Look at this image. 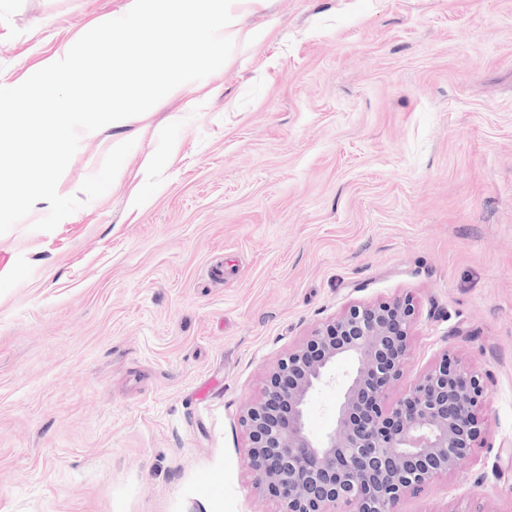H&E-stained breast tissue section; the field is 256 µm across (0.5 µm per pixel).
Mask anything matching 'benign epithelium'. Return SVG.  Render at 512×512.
Listing matches in <instances>:
<instances>
[{"instance_id":"1","label":"benign epithelium","mask_w":512,"mask_h":512,"mask_svg":"<svg viewBox=\"0 0 512 512\" xmlns=\"http://www.w3.org/2000/svg\"><path fill=\"white\" fill-rule=\"evenodd\" d=\"M416 308L409 297L353 304L316 327L267 376L241 425L247 465L280 512H395L401 495L470 461L486 397L478 376L448 354L408 392L387 402L402 376ZM349 358L336 426L310 434L306 405Z\"/></svg>"}]
</instances>
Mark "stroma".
Instances as JSON below:
<instances>
[{
    "label": "stroma",
    "instance_id": "35a3bbf8",
    "mask_svg": "<svg viewBox=\"0 0 512 512\" xmlns=\"http://www.w3.org/2000/svg\"><path fill=\"white\" fill-rule=\"evenodd\" d=\"M129 0H0V85ZM191 91L108 125L124 173L0 234V512H279L240 424L353 303L410 297L401 398L442 353L486 396L472 458L396 512H512V0H269ZM339 385L307 407L336 424Z\"/></svg>",
    "mask_w": 512,
    "mask_h": 512
}]
</instances>
